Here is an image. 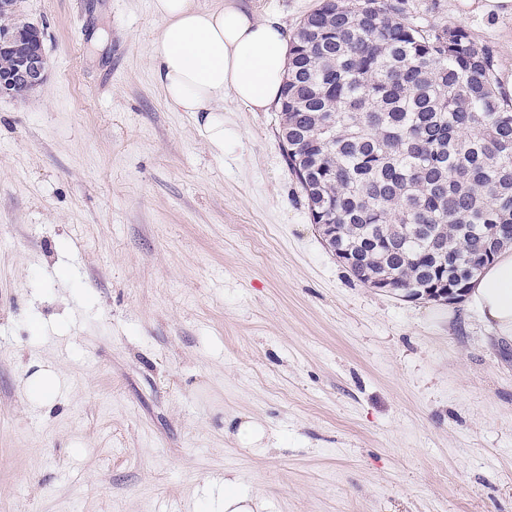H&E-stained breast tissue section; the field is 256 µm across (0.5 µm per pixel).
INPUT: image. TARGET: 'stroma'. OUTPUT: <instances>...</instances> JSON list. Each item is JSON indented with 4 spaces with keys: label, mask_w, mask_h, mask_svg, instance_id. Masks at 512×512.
I'll return each instance as SVG.
<instances>
[{
    "label": "stroma",
    "mask_w": 512,
    "mask_h": 512,
    "mask_svg": "<svg viewBox=\"0 0 512 512\" xmlns=\"http://www.w3.org/2000/svg\"><path fill=\"white\" fill-rule=\"evenodd\" d=\"M287 32L320 0H231ZM512 88V0H413ZM48 77L0 98V512H512V343L463 301L357 281L279 112L224 100L223 151L152 73V0H19ZM54 371L55 401L24 383ZM269 448H242L240 420ZM257 494L242 490L234 480L224 479V497L220 499V510L224 512H261L262 503Z\"/></svg>",
    "instance_id": "35a3bbf8"
}]
</instances>
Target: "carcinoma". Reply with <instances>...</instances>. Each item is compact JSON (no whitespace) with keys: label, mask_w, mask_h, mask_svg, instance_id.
I'll use <instances>...</instances> for the list:
<instances>
[{"label":"carcinoma","mask_w":512,"mask_h":512,"mask_svg":"<svg viewBox=\"0 0 512 512\" xmlns=\"http://www.w3.org/2000/svg\"><path fill=\"white\" fill-rule=\"evenodd\" d=\"M409 0H322L290 41L279 137L314 224L352 276L425 293L470 284L512 244V93L463 27Z\"/></svg>","instance_id":"cac0c4a2"}]
</instances>
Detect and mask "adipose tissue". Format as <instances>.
<instances>
[{"label": "adipose tissue", "mask_w": 512, "mask_h": 512, "mask_svg": "<svg viewBox=\"0 0 512 512\" xmlns=\"http://www.w3.org/2000/svg\"><path fill=\"white\" fill-rule=\"evenodd\" d=\"M161 26L154 39V76L164 100L200 112L216 148L224 146V100L253 112L279 101L288 70L283 24L231 5L202 8L195 0H152ZM497 336L512 340V249L501 251L465 293Z\"/></svg>", "instance_id": "1"}]
</instances>
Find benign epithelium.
<instances>
[{"label":"benign epithelium","mask_w":512,"mask_h":512,"mask_svg":"<svg viewBox=\"0 0 512 512\" xmlns=\"http://www.w3.org/2000/svg\"><path fill=\"white\" fill-rule=\"evenodd\" d=\"M17 0H0V96L15 97L16 88L32 92L47 79L41 32L15 21Z\"/></svg>","instance_id":"1"}]
</instances>
